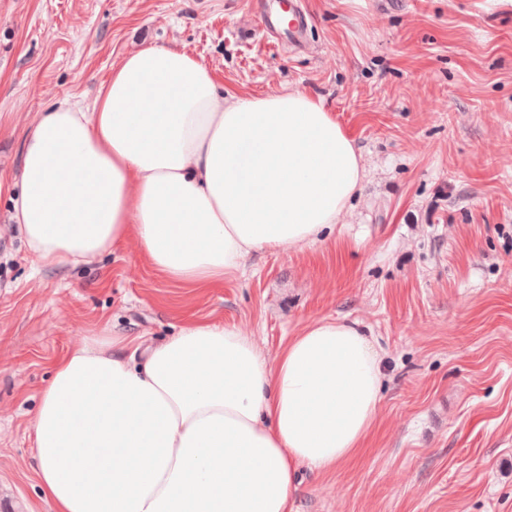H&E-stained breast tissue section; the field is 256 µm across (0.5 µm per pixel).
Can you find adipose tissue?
Here are the masks:
<instances>
[{"instance_id": "1", "label": "adipose tissue", "mask_w": 512, "mask_h": 512, "mask_svg": "<svg viewBox=\"0 0 512 512\" xmlns=\"http://www.w3.org/2000/svg\"><path fill=\"white\" fill-rule=\"evenodd\" d=\"M365 171L322 100L224 93L172 43L125 53L91 111L44 108L0 194L44 264H87L134 239L168 281L197 287L253 253L322 241ZM380 361L338 319L272 357L234 325L192 321L159 343L102 326L42 390L39 486L54 512H292L300 467L331 473L364 448Z\"/></svg>"}]
</instances>
